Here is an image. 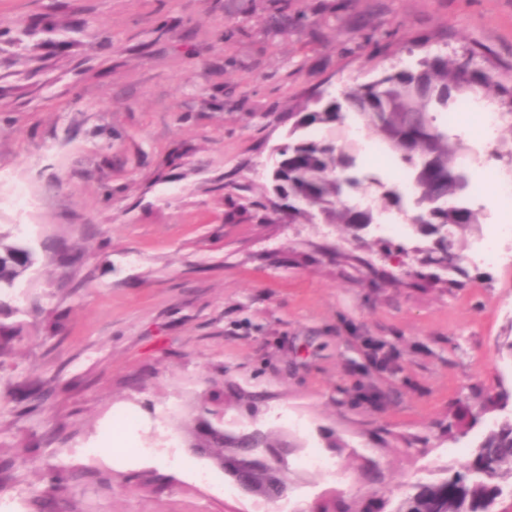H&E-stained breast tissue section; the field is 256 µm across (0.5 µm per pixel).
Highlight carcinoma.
<instances>
[{
  "mask_svg": "<svg viewBox=\"0 0 512 512\" xmlns=\"http://www.w3.org/2000/svg\"><path fill=\"white\" fill-rule=\"evenodd\" d=\"M476 50L454 57H424L412 64L386 71L369 83L346 88L341 98L322 99L317 93L299 106L300 119L288 133L290 142L281 148L283 165L276 184L283 190L282 200L291 222L309 220L316 210L326 215L331 224H367L377 219V209L359 212L341 201L338 182L345 173L346 161L360 164V149L352 142L340 144L335 132L345 128L347 119L355 116L364 127L376 134L394 162L402 164L409 181L410 198L418 201L428 219L418 228L437 235L443 227L466 228L482 224L485 215L471 209L461 221L457 207L438 204L425 173L440 170L450 177L448 190L466 197L472 192L469 168L460 163L472 152L448 124L438 122L469 101L484 103L488 108L512 116V84L507 85L488 66L473 68ZM431 118L433 141L415 156L404 154L399 138L401 122L408 116ZM298 153L302 165L288 167V153ZM498 157L512 160V121L504 127L497 148ZM319 186L318 196L306 200L308 183ZM33 263V254L24 244L7 241L0 234V294L15 287ZM22 325L0 323V365L11 353L13 337L20 335ZM242 428L224 422V390L213 389L202 397L192 417L188 444L209 449V459L224 476L235 472L245 496L271 501L275 495L286 498L290 489L288 466L267 457L269 450L279 448L288 436H275L266 430L250 440L240 436ZM492 503L502 512H512V418L495 422L475 449L474 460L451 471L434 482H418L411 490L395 497L384 493L366 503L346 501L336 495L318 499L310 512H486Z\"/></svg>",
  "mask_w": 512,
  "mask_h": 512,
  "instance_id": "obj_1",
  "label": "carcinoma"
}]
</instances>
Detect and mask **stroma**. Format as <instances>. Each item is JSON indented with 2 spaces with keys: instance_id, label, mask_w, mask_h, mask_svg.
I'll use <instances>...</instances> for the list:
<instances>
[{
  "instance_id": "obj_1",
  "label": "stroma",
  "mask_w": 512,
  "mask_h": 512,
  "mask_svg": "<svg viewBox=\"0 0 512 512\" xmlns=\"http://www.w3.org/2000/svg\"><path fill=\"white\" fill-rule=\"evenodd\" d=\"M467 47L512 83V0H0V194L41 199L0 211L33 252L0 297V512H308L370 497L366 457L396 494L465 465L512 388V267L422 288L433 237L292 224L267 187L307 97ZM215 382L248 395L227 425L299 444L287 500L196 481Z\"/></svg>"
}]
</instances>
